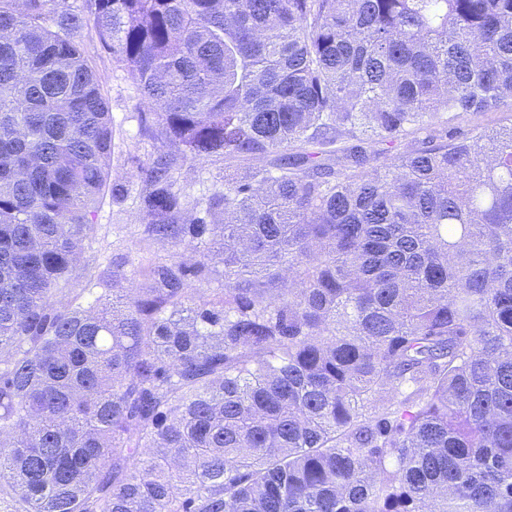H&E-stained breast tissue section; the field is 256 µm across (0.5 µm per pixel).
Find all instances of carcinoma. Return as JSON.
<instances>
[{
    "label": "carcinoma",
    "mask_w": 512,
    "mask_h": 512,
    "mask_svg": "<svg viewBox=\"0 0 512 512\" xmlns=\"http://www.w3.org/2000/svg\"><path fill=\"white\" fill-rule=\"evenodd\" d=\"M93 23L156 108L148 239ZM512 0H0V493L18 512H512ZM397 149L388 155L380 146ZM253 162L190 202L177 163ZM196 287H190V282ZM80 41L89 64L98 74L103 93L108 99L112 117V152L107 159L109 182L126 185L131 189L123 201L104 196L96 212L95 243L100 261L129 254L135 264L141 256L167 258L173 253L184 259L199 258L198 253L172 247L168 243H155L145 239L136 189L140 188L138 165L155 154L159 144L141 132L140 113L154 112L142 104L136 88L118 66L112 53L102 48L92 24L86 26ZM139 185V186H138ZM101 249V250H100ZM512 123V108L504 107L497 112L484 114L463 113L448 123V132L462 138L480 127L509 126Z\"/></svg>",
    "instance_id": "obj_1"
}]
</instances>
